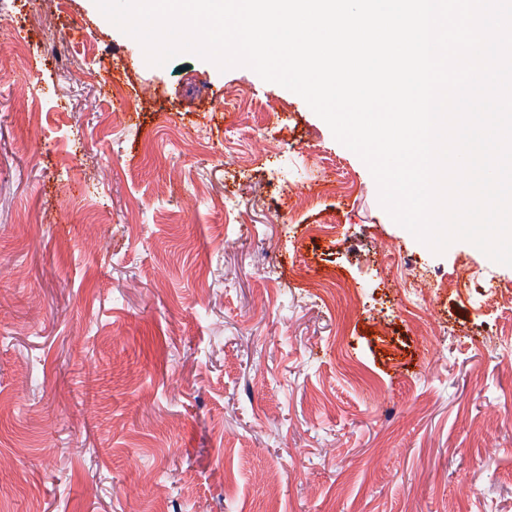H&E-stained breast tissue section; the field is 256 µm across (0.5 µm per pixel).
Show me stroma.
Here are the masks:
<instances>
[{"instance_id": "stroma-1", "label": "stroma", "mask_w": 512, "mask_h": 512, "mask_svg": "<svg viewBox=\"0 0 512 512\" xmlns=\"http://www.w3.org/2000/svg\"><path fill=\"white\" fill-rule=\"evenodd\" d=\"M0 39V512H512V267L249 68L149 65L94 0Z\"/></svg>"}]
</instances>
